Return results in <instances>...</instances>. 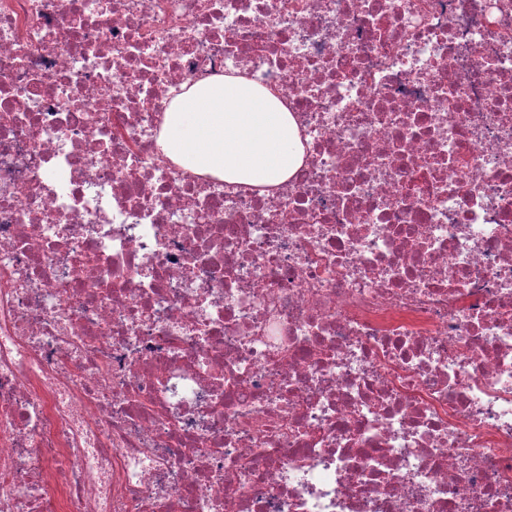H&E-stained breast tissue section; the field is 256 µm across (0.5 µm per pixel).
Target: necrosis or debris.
I'll list each match as a JSON object with an SVG mask.
<instances>
[{"label":"necrosis or debris","mask_w":512,"mask_h":512,"mask_svg":"<svg viewBox=\"0 0 512 512\" xmlns=\"http://www.w3.org/2000/svg\"><path fill=\"white\" fill-rule=\"evenodd\" d=\"M0 512H512V0H0Z\"/></svg>","instance_id":"obj_1"}]
</instances>
